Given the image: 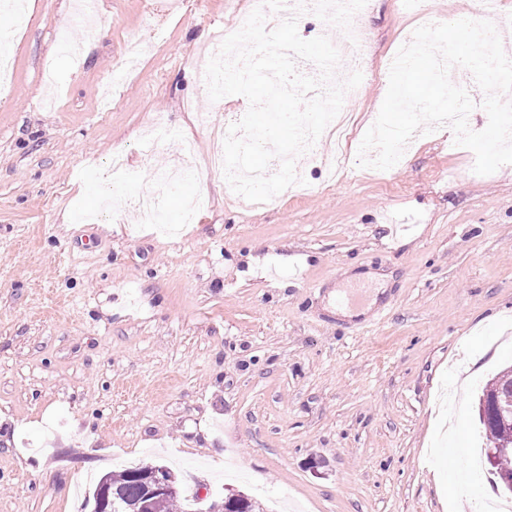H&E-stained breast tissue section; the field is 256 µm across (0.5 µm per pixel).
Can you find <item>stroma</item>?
Returning <instances> with one entry per match:
<instances>
[{
	"label": "stroma",
	"mask_w": 512,
	"mask_h": 512,
	"mask_svg": "<svg viewBox=\"0 0 512 512\" xmlns=\"http://www.w3.org/2000/svg\"><path fill=\"white\" fill-rule=\"evenodd\" d=\"M0 99V512H84L95 479L164 460L186 499L241 490L261 512H458L480 429L472 392L512 364V164L474 173L444 127L387 176L323 143L313 187L248 202L210 178L198 63L251 0H28ZM472 0H365L351 24L358 135L396 45ZM98 28L80 59L57 35ZM143 51L135 69L131 42ZM52 67L54 86L43 80ZM195 147L183 177L184 142ZM127 173L98 210L113 154ZM161 192L162 225L129 205ZM201 199L193 222L183 204ZM386 274L363 323L327 307L342 272Z\"/></svg>",
	"instance_id": "obj_1"
}]
</instances>
